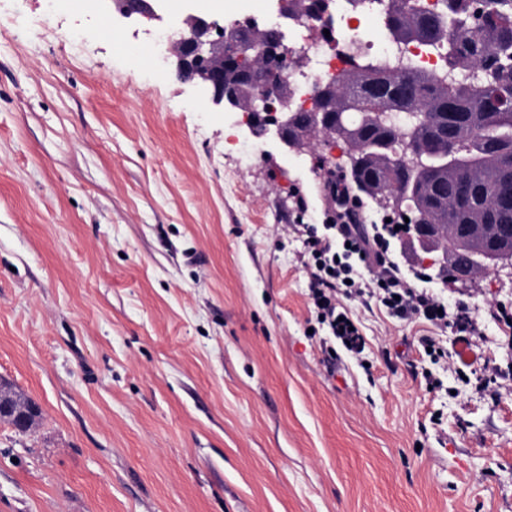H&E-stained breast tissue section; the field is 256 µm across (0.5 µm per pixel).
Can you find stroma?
Masks as SVG:
<instances>
[{"label": "stroma", "mask_w": 512, "mask_h": 512, "mask_svg": "<svg viewBox=\"0 0 512 512\" xmlns=\"http://www.w3.org/2000/svg\"><path fill=\"white\" fill-rule=\"evenodd\" d=\"M186 14L0 0V383L40 411L0 420V512H512V334L487 311L512 269L461 290L406 235L398 260L471 308L473 359L356 299L365 349L329 357L283 232L322 223L329 173L228 148L236 114L149 48Z\"/></svg>", "instance_id": "1"}]
</instances>
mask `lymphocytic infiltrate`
<instances>
[{
    "mask_svg": "<svg viewBox=\"0 0 512 512\" xmlns=\"http://www.w3.org/2000/svg\"><path fill=\"white\" fill-rule=\"evenodd\" d=\"M324 223L296 224L291 231L303 244V267L316 322L347 352L364 347L360 328L342 305L345 297L376 300L392 317L422 319L452 326L460 340L476 335V322L466 307L449 311L435 294L420 289L425 270L402 267L392 256L398 235L388 225L367 226L359 201L341 180L325 186Z\"/></svg>",
    "mask_w": 512,
    "mask_h": 512,
    "instance_id": "1",
    "label": "lymphocytic infiltrate"
}]
</instances>
